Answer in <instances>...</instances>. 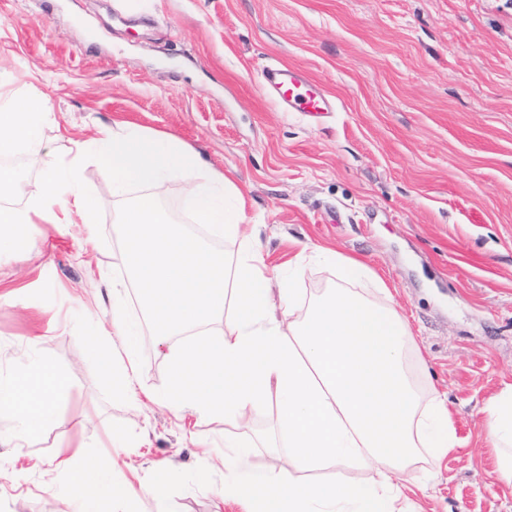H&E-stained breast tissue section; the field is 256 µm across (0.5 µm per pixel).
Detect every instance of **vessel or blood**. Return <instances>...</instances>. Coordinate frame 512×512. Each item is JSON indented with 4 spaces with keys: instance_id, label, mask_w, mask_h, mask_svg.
Instances as JSON below:
<instances>
[{
    "instance_id": "b4317fda",
    "label": "vessel or blood",
    "mask_w": 512,
    "mask_h": 512,
    "mask_svg": "<svg viewBox=\"0 0 512 512\" xmlns=\"http://www.w3.org/2000/svg\"><path fill=\"white\" fill-rule=\"evenodd\" d=\"M265 93L285 112H302L319 119L335 106L333 97L307 72L292 66H270L261 72Z\"/></svg>"
}]
</instances>
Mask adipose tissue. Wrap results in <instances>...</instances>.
Returning a JSON list of instances; mask_svg holds the SVG:
<instances>
[{"label": "adipose tissue", "instance_id": "adipose-tissue-1", "mask_svg": "<svg viewBox=\"0 0 512 512\" xmlns=\"http://www.w3.org/2000/svg\"><path fill=\"white\" fill-rule=\"evenodd\" d=\"M42 95L23 102L0 99V154L17 147L43 163L38 184L26 186L11 167H0V250L28 251L29 224H85L98 221V203L87 194L80 162L59 167L47 152L40 130ZM104 162L103 176L113 194L133 185L142 195L115 217L125 240V269L140 290V306L154 335L183 337L168 353L171 384L160 402L200 416L244 420L268 395L277 398V427L288 443L291 470L257 471L250 447L240 445L224 461L225 494L244 498L248 512H404L403 490L394 476L422 450L443 455L457 448L448 405L425 399L412 380L418 358L408 328L395 309L351 289L368 282L386 286L363 262L326 247L316 253L339 266L346 285L326 289L299 307L294 282L301 256L283 269H269L258 225L246 217L240 188L202 154L173 135L147 133L119 124L104 128L90 142ZM190 175L184 186L195 223L234 240V257L209 249L165 210L154 187L173 176ZM21 195L24 206L6 205ZM223 319L224 332L208 327ZM112 324L126 341L122 358L102 354L101 365L122 391L136 379L134 325L120 306ZM66 374L40 362L19 376L0 379V413L15 416L10 434L26 442L54 423L57 394ZM486 431L496 450V467L512 485V384L487 403ZM367 468L358 482L351 466ZM80 512H100L107 491L95 461L58 457ZM307 470H334L333 482L303 479Z\"/></svg>", "mask_w": 512, "mask_h": 512}]
</instances>
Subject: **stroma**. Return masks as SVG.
Here are the masks:
<instances>
[{
	"mask_svg": "<svg viewBox=\"0 0 512 512\" xmlns=\"http://www.w3.org/2000/svg\"><path fill=\"white\" fill-rule=\"evenodd\" d=\"M279 64L336 112L281 111L260 84ZM42 92L58 164L101 127L171 133L239 186L269 267L320 245L371 268L460 442L396 475L407 512H512L484 412L512 383V0H0V96ZM81 174L94 228L34 224L29 255L0 253V373L43 358L69 376L53 425L0 444V512H76L60 452L130 483L134 512H244L221 495L224 443H252L253 469L286 466L275 406L226 421L150 402L176 344L146 331L135 393L114 391L88 342L111 331L113 300L142 317L113 222L124 200L93 152ZM157 464L161 502L145 491Z\"/></svg>",
	"mask_w": 512,
	"mask_h": 512,
	"instance_id": "35a3bbf8",
	"label": "stroma"
}]
</instances>
